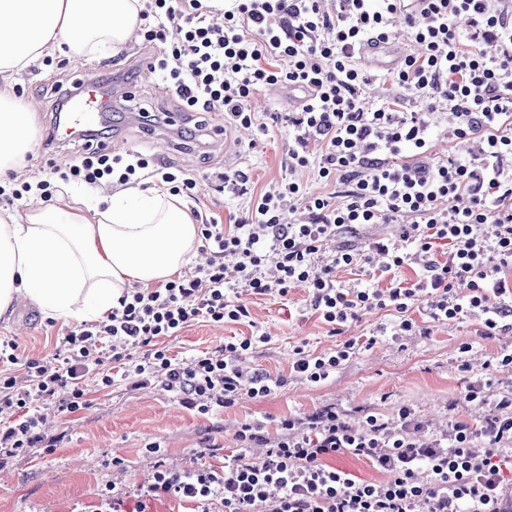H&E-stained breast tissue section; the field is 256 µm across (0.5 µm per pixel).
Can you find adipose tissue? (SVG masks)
<instances>
[{
	"label": "adipose tissue",
	"mask_w": 512,
	"mask_h": 512,
	"mask_svg": "<svg viewBox=\"0 0 512 512\" xmlns=\"http://www.w3.org/2000/svg\"><path fill=\"white\" fill-rule=\"evenodd\" d=\"M142 0H0V179L34 141L13 82L42 55L78 61L126 44ZM196 221L166 189H126L91 211L31 206L0 213V315L24 297L54 319L106 320L125 288L168 281L196 254Z\"/></svg>",
	"instance_id": "adipose-tissue-1"
}]
</instances>
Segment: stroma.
I'll use <instances>...</instances> for the list:
<instances>
[{
    "instance_id": "35a3bbf8",
    "label": "stroma",
    "mask_w": 512,
    "mask_h": 512,
    "mask_svg": "<svg viewBox=\"0 0 512 512\" xmlns=\"http://www.w3.org/2000/svg\"><path fill=\"white\" fill-rule=\"evenodd\" d=\"M148 57L147 50L129 42L118 53L98 50L78 62L58 53L49 59L41 57L17 75L16 91L31 104L35 129L34 147L28 158L22 159L21 169L38 181L49 176L51 166L73 163L81 152L77 143H46L51 106L42 91L55 83L58 74H65L71 82L91 77L109 90L117 85L116 74L133 68L139 76L129 86L130 96L112 99L108 121L112 136L106 139V148L117 153L150 150L156 158L184 168L198 181L196 196L187 200V207L204 219L233 223L268 183L288 171V130L272 123L274 114L293 109L287 89L266 87L256 94L257 111L271 125L268 137L259 143H252L250 130L210 113L196 138H177L167 147L161 141H149L136 112L145 109L178 117L181 130L187 129L188 123L180 118L176 96L142 72ZM217 133L237 141L233 159H225L223 143L214 142ZM236 169L248 171L250 180L242 193L224 195L216 176ZM248 302L254 322L270 341L250 354L246 364L273 376H287L285 387L261 400L240 396L235 404L202 415L184 408L178 396L158 382L133 390L120 378L109 387L89 380L87 408L74 413L59 412L52 403L42 408L48 434L58 438L56 448L48 453L34 449L0 468V512H93L102 490L113 487L136 496L152 482L155 471L220 468L225 456L240 453L236 432L242 423L253 420L263 421L265 435L273 441L280 434L279 420L291 414L332 405L355 423L365 411L389 417L406 405L434 430L446 427L452 398L459 401V416L479 423V410L460 400L469 382L490 375L495 379V392L512 391V366L503 367L496 361L500 346L512 344V332L488 337L480 322L467 320L431 324L425 336L395 338L378 332L380 326L391 322V313L372 310L347 323L341 335L333 336L328 326L310 313L304 289L291 290L284 301L252 296ZM77 325L74 319L64 323L47 317L21 298L0 315V339L16 340L25 358H45L53 354L59 338ZM249 332L242 324L196 321L166 344L170 355L185 362L223 346L226 338ZM372 335L376 343L359 350L325 382L313 384L290 374L296 346L327 351L336 349L344 339ZM207 438L220 446L219 454L200 456L199 446ZM152 443L159 444L158 452H148Z\"/></svg>"
}]
</instances>
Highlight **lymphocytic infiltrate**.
I'll use <instances>...</instances> for the list:
<instances>
[{
	"mask_svg": "<svg viewBox=\"0 0 512 512\" xmlns=\"http://www.w3.org/2000/svg\"><path fill=\"white\" fill-rule=\"evenodd\" d=\"M135 38L152 52L150 69L189 112H221L232 123L268 134L251 107L261 88L282 85L305 100L285 115L288 174L256 196L247 217L224 226L199 225L210 259L190 276L161 288H132L106 322L81 325L61 341V362L20 361L18 345L0 340V454L51 448L38 406L56 398L68 412L86 408L84 383L95 375L111 386L101 347L138 390L159 382L199 413L226 407L241 394L262 399L286 378L246 371L240 362L269 343L262 330L225 339L184 367L159 341L196 320L249 322L234 291L286 297L307 292L309 308L330 328L363 311L387 309L392 335L412 336L421 306L430 322L481 320L488 336L512 330V0H232L214 11L205 0H145ZM406 25L414 43L387 72L398 94L371 98L382 75L358 65L360 46L392 38ZM448 124V143L474 142L464 155L437 157L429 136L434 115ZM106 129L84 137L63 182L126 186L142 179L193 197L195 178L139 152L107 151ZM342 184L340 202L308 190L304 173ZM293 222H284L285 214ZM393 224L396 239L369 240L321 256L323 242L358 226ZM448 259L432 257L436 242ZM377 264L386 289L339 281V271ZM417 266L404 284L401 268ZM373 338H350L336 350L296 347L291 371L311 383L327 380ZM23 364L20 373L12 372ZM492 379L470 382L465 402L485 409L481 423L452 419L426 435L414 411L366 413L360 424L326 406L288 417L266 455L225 458L221 470H160L135 504L102 493L96 512H152L153 501L175 498L194 512H512V393L494 395ZM485 449H474L475 441ZM350 454L377 473L366 479L337 467Z\"/></svg>",
	"mask_w": 512,
	"mask_h": 512,
	"instance_id": "obj_1",
	"label": "lymphocytic infiltrate"
}]
</instances>
